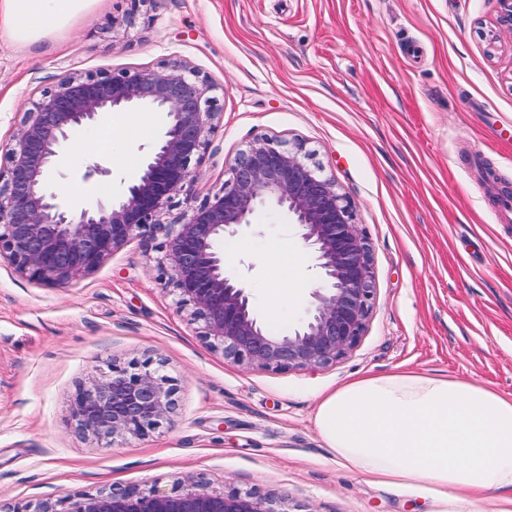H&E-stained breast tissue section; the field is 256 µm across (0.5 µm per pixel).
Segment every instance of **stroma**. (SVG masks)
<instances>
[{"label":"stroma","mask_w":512,"mask_h":512,"mask_svg":"<svg viewBox=\"0 0 512 512\" xmlns=\"http://www.w3.org/2000/svg\"><path fill=\"white\" fill-rule=\"evenodd\" d=\"M184 63L216 83L218 127L192 186L218 191L256 138L303 145L334 178L372 249L366 330L319 368L225 360L159 277V239L137 238L95 271L48 285L0 261V512H66L71 497L157 489L188 476L255 492L290 512H473L430 487L388 489L349 472L314 423L322 394L403 369L485 384L512 398V32L491 0H98L62 35L0 37V166L25 112L66 73ZM139 111L112 115L109 191L153 137L123 146ZM295 225L272 211L224 243L268 329L285 334L310 297L269 306L275 284L319 280L295 262ZM168 376L169 423L106 448L71 420L109 362Z\"/></svg>","instance_id":"stroma-1"}]
</instances>
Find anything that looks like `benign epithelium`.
<instances>
[{
	"mask_svg": "<svg viewBox=\"0 0 512 512\" xmlns=\"http://www.w3.org/2000/svg\"><path fill=\"white\" fill-rule=\"evenodd\" d=\"M497 23L512 31V0H493ZM214 87L193 68L162 63L149 71L66 74L26 113L0 172V258L29 279L63 284L96 269L138 237L162 235L157 260L179 307L200 324L199 334L224 358L268 370L329 365L364 334L374 298L370 247L353 207L336 181L308 163L303 146L260 137L230 168L223 187L200 203L191 194L217 127ZM164 114L163 132L122 194L82 207L65 202L49 184L68 146L114 112ZM112 176L98 160L82 180ZM187 207L173 215V200ZM294 220L316 259L319 284L307 315L293 332L274 334L256 314L242 279L224 268V239L253 224L266 207ZM174 410L169 379L150 364L107 365L78 389L76 428L116 448L161 428ZM68 512H290L284 502L254 492L226 496L188 478L180 493L156 490L73 497Z\"/></svg>",
	"mask_w": 512,
	"mask_h": 512,
	"instance_id": "benign-epithelium-1",
	"label": "benign epithelium"
}]
</instances>
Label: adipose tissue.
Wrapping results in <instances>:
<instances>
[{"label":"adipose tissue","mask_w":512,"mask_h":512,"mask_svg":"<svg viewBox=\"0 0 512 512\" xmlns=\"http://www.w3.org/2000/svg\"><path fill=\"white\" fill-rule=\"evenodd\" d=\"M97 0H0V34L40 40ZM327 448L375 482L512 512V399L480 383L412 370L366 375L326 392L315 414Z\"/></svg>","instance_id":"obj_1"}]
</instances>
